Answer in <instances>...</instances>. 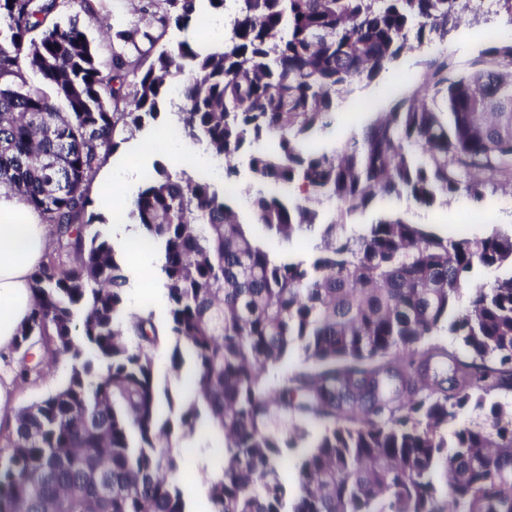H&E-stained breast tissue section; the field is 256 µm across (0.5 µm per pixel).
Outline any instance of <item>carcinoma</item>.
Returning a JSON list of instances; mask_svg holds the SVG:
<instances>
[{
  "label": "carcinoma",
  "instance_id": "obj_1",
  "mask_svg": "<svg viewBox=\"0 0 512 512\" xmlns=\"http://www.w3.org/2000/svg\"><path fill=\"white\" fill-rule=\"evenodd\" d=\"M166 2L162 32H118L104 70L78 20L61 23L63 0H0V186L55 239L31 277L19 375L39 378L26 360L36 343L70 364L66 383L21 407L5 435L0 512H190L173 439L203 421L224 437L210 512H442L439 478L448 512H512V407L490 402L512 389V233L451 239L399 217L349 233L340 221L312 261H292L208 178L157 163L129 218L161 257L159 326L126 312L124 255L93 227L90 195L106 157L175 92L176 134L224 161V185L235 184V154L252 150L267 190L249 207L284 241L315 224L313 196L336 200L342 217L377 197L478 203L494 180L512 188V32L464 72L431 56L420 86L326 153L308 140L337 101L443 41L471 0H235L213 49L160 44L168 27L198 23L199 0ZM29 70L52 93L30 86ZM268 139L274 148H262ZM506 264L490 287L471 286L474 266ZM441 329L463 353L437 351L454 364L451 386L407 387ZM171 340L186 401L154 366ZM294 351L309 369L267 390L263 374ZM309 419L323 424L311 446ZM296 448L290 491L279 460Z\"/></svg>",
  "mask_w": 512,
  "mask_h": 512
}]
</instances>
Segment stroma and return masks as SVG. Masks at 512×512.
<instances>
[{
  "instance_id": "35a3bbf8",
  "label": "stroma",
  "mask_w": 512,
  "mask_h": 512,
  "mask_svg": "<svg viewBox=\"0 0 512 512\" xmlns=\"http://www.w3.org/2000/svg\"><path fill=\"white\" fill-rule=\"evenodd\" d=\"M142 5V0H99L97 9L102 19L97 23H86L85 31L96 47L100 61H108L110 44L116 32L134 25L163 34L168 42L180 39L178 30L161 29L156 20L157 15L164 13L167 8L165 0H156V12L152 15L143 13ZM502 25L501 17L491 7L477 16H464L459 28L445 44L449 58L458 68H467L469 61L488 45V30ZM428 56V48H421L402 56L388 72L382 73L373 82L358 84L351 95L341 100L334 122L311 136V147L333 151L350 137L361 135L375 112L392 99L389 85H396L402 91L421 82L423 62ZM171 123V113L162 111L155 121L136 132L118 152L106 159V167L112 170L113 184L121 186L126 194L133 196L137 194L154 163H161L172 172L201 170L202 165L197 162L196 156L204 152L205 147L200 143L177 138L169 143L167 149L157 150V142L166 134ZM384 214L398 215L427 225L451 238H483L495 230L511 233L512 191L488 188L484 201L477 206L462 198L443 199L429 208L417 207L404 196L389 201L378 198L365 210L352 215L349 222L352 227L361 228ZM159 265V256L155 251L127 252L128 287L125 291V305L153 312L156 321L162 322L167 318V299ZM179 446L189 467L188 474L181 477V488L191 512H198L200 506L209 503L206 478L210 470L221 466L224 445L211 435L209 428L204 427L193 436L181 439Z\"/></svg>"
}]
</instances>
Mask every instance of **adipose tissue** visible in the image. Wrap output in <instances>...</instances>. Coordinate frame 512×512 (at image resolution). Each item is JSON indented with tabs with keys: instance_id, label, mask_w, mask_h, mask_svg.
<instances>
[{
	"instance_id": "ef3b65f1",
	"label": "adipose tissue",
	"mask_w": 512,
	"mask_h": 512,
	"mask_svg": "<svg viewBox=\"0 0 512 512\" xmlns=\"http://www.w3.org/2000/svg\"><path fill=\"white\" fill-rule=\"evenodd\" d=\"M50 235L38 212L0 188V431L15 425L17 379L5 363L15 358L17 332L32 311L30 277L45 259Z\"/></svg>"
}]
</instances>
